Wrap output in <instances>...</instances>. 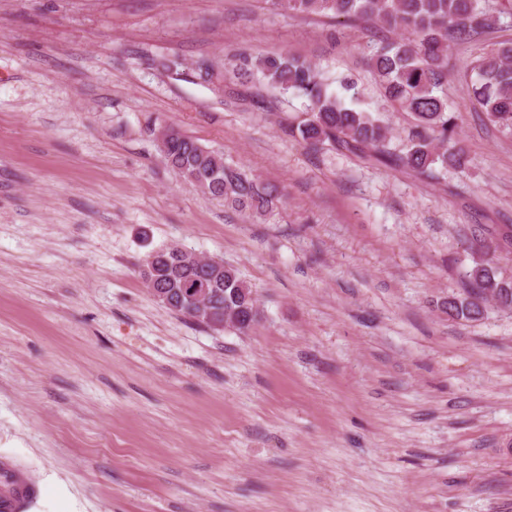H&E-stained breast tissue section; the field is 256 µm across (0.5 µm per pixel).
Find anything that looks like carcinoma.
Masks as SVG:
<instances>
[{
    "instance_id": "1",
    "label": "carcinoma",
    "mask_w": 512,
    "mask_h": 512,
    "mask_svg": "<svg viewBox=\"0 0 512 512\" xmlns=\"http://www.w3.org/2000/svg\"><path fill=\"white\" fill-rule=\"evenodd\" d=\"M289 13L343 20L355 26H377L387 31L404 30L408 36L385 38L367 56L376 85L397 112L410 118L401 147L392 145L391 128L370 112L349 107L331 89L324 73L311 63L286 54L229 52L224 79L246 82L255 88L292 91L308 102L305 117L291 125L310 148L328 146L361 158L389 161L431 179L450 171H462L468 163L466 149L456 139L459 113L448 107L442 93L454 69L448 47L466 48L493 33L496 21L512 17V0H266ZM472 99L492 125L512 133V41H498L467 64ZM166 163L205 194L224 200L231 209L264 217L277 208L282 194L245 170L224 161L219 151L174 128L166 129L159 142ZM159 265L143 262L144 283L168 289L179 298L183 285L208 274L211 264L175 262L172 248L154 252ZM462 292L444 302L448 317L463 322L479 320L468 295L473 288H507L489 252L472 261L463 275ZM251 290L230 264L224 265V286L211 297L212 320L222 322L227 310L240 306L241 289Z\"/></svg>"
}]
</instances>
